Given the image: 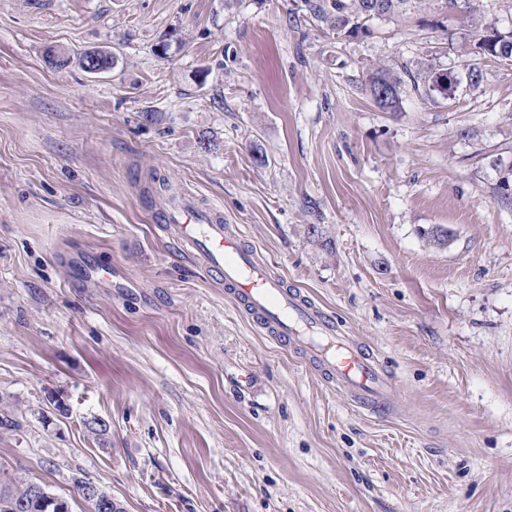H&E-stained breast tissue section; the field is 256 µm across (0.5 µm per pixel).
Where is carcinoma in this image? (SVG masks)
Returning a JSON list of instances; mask_svg holds the SVG:
<instances>
[{"label": "carcinoma", "instance_id": "obj_1", "mask_svg": "<svg viewBox=\"0 0 512 512\" xmlns=\"http://www.w3.org/2000/svg\"><path fill=\"white\" fill-rule=\"evenodd\" d=\"M311 15L321 21H327L337 32L347 37H358L370 33L366 22L375 17L393 14L407 7L410 0H305ZM478 49L488 62H512V37L501 35L491 28L477 42ZM424 91L429 97L441 94L437 82L440 68L430 61L424 63ZM411 76L407 70L395 74L379 68L372 72L367 80L371 98L382 112H397L402 103L405 86L404 77ZM15 501L26 502L25 512H45L41 500L32 494L29 482L13 478L0 481V512H14Z\"/></svg>", "mask_w": 512, "mask_h": 512}]
</instances>
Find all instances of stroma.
<instances>
[{
  "instance_id": "stroma-1",
  "label": "stroma",
  "mask_w": 512,
  "mask_h": 512,
  "mask_svg": "<svg viewBox=\"0 0 512 512\" xmlns=\"http://www.w3.org/2000/svg\"><path fill=\"white\" fill-rule=\"evenodd\" d=\"M368 26L338 35L304 0H0L1 480L73 512L80 479L125 512H512V64L476 47L512 0ZM427 60L485 79L379 111L370 72ZM174 192L373 354L388 410L183 255L153 221Z\"/></svg>"
}]
</instances>
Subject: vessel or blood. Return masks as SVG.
I'll list each match as a JSON object with an SVG mask.
<instances>
[{
  "label": "vessel or blood",
  "instance_id": "1",
  "mask_svg": "<svg viewBox=\"0 0 512 512\" xmlns=\"http://www.w3.org/2000/svg\"><path fill=\"white\" fill-rule=\"evenodd\" d=\"M154 221L176 229L184 255L211 278L223 281L229 296L270 338L302 348L328 380L369 410L386 408L392 383L371 357L341 335L322 309L272 274L241 233L225 226L220 209H201L193 197L184 195L170 200Z\"/></svg>",
  "mask_w": 512,
  "mask_h": 512
}]
</instances>
